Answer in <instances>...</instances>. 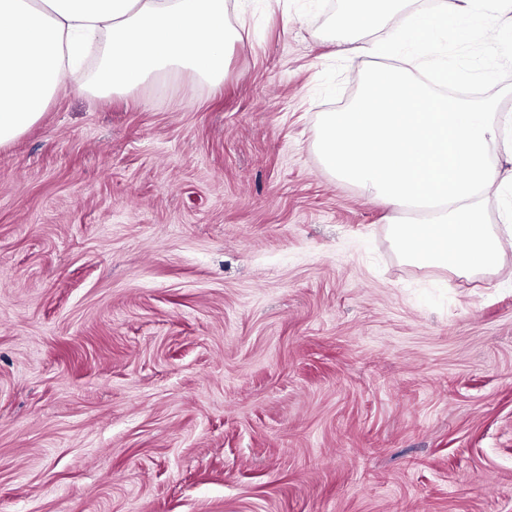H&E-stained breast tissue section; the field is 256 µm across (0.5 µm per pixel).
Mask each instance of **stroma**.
<instances>
[{
	"mask_svg": "<svg viewBox=\"0 0 512 512\" xmlns=\"http://www.w3.org/2000/svg\"><path fill=\"white\" fill-rule=\"evenodd\" d=\"M341 10L225 0L221 84L90 66L0 150V512H512V238L417 267L323 170L321 113L407 58ZM451 52L512 113V54Z\"/></svg>",
	"mask_w": 512,
	"mask_h": 512,
	"instance_id": "1",
	"label": "stroma"
}]
</instances>
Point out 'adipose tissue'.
I'll list each match as a JSON object with an SVG mask.
<instances>
[{
    "instance_id": "obj_1",
    "label": "adipose tissue",
    "mask_w": 512,
    "mask_h": 512,
    "mask_svg": "<svg viewBox=\"0 0 512 512\" xmlns=\"http://www.w3.org/2000/svg\"><path fill=\"white\" fill-rule=\"evenodd\" d=\"M404 0H343L340 36L384 26L381 55L403 41L432 51L442 37L466 39L480 10L488 42L512 36V0H438L435 12H405ZM105 52L93 89L114 94L180 70L211 83L239 33L224 0H0V149L35 125L88 45ZM347 109L323 113L313 144L324 169L394 210L401 256L459 277L498 273L512 233V113L439 93L413 71L383 66L361 77ZM504 199L498 224L484 207Z\"/></svg>"
}]
</instances>
